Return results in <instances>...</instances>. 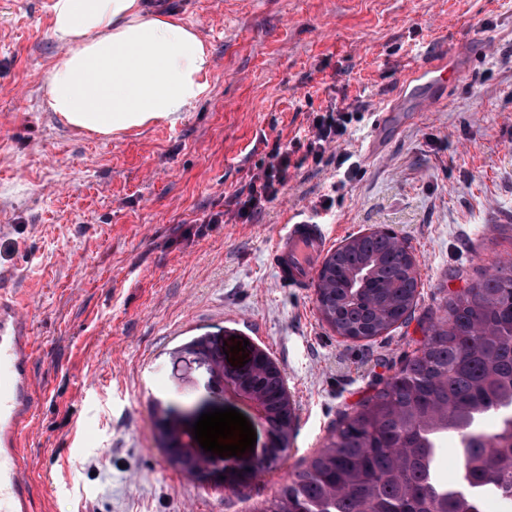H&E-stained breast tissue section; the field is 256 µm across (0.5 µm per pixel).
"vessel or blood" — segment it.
I'll list each match as a JSON object with an SVG mask.
<instances>
[{
  "mask_svg": "<svg viewBox=\"0 0 512 512\" xmlns=\"http://www.w3.org/2000/svg\"><path fill=\"white\" fill-rule=\"evenodd\" d=\"M457 74L448 62L414 69L409 83L430 85L445 95ZM332 235L326 224L298 218L278 232L272 245V263L281 284L306 290L327 252ZM29 298L13 289H0V512H34L33 481L25 462L24 443L40 405L33 363L41 347L34 330Z\"/></svg>",
  "mask_w": 512,
  "mask_h": 512,
  "instance_id": "b4317fda",
  "label": "vessel or blood"
}]
</instances>
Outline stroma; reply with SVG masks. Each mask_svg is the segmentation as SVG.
Listing matches in <instances>:
<instances>
[{"mask_svg":"<svg viewBox=\"0 0 512 512\" xmlns=\"http://www.w3.org/2000/svg\"><path fill=\"white\" fill-rule=\"evenodd\" d=\"M53 2L0 0V274L32 296L45 344L26 448L37 512H259L340 414L421 349L443 298L512 259V0H149L211 48L209 91L176 124L112 136L41 106L64 55ZM447 54L458 78L421 110L405 78ZM359 100L343 144L355 175L306 160L237 218L275 144ZM315 212L336 246L380 227L407 242L418 295L406 321L347 339L313 290L278 281L275 234ZM234 335L279 366L298 416L283 459L240 489L184 473L158 426L191 430L187 404L231 407L262 457L255 410L211 396L206 366L181 352Z\"/></svg>","mask_w":512,"mask_h":512,"instance_id":"obj_1","label":"stroma"}]
</instances>
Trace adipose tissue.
I'll return each instance as SVG.
<instances>
[{
	"label": "adipose tissue",
	"instance_id": "ef3b65f1",
	"mask_svg": "<svg viewBox=\"0 0 512 512\" xmlns=\"http://www.w3.org/2000/svg\"><path fill=\"white\" fill-rule=\"evenodd\" d=\"M64 57L49 71L42 107L72 128L112 135L176 123L208 88L212 52L176 16L145 0H54Z\"/></svg>",
	"mask_w": 512,
	"mask_h": 512
}]
</instances>
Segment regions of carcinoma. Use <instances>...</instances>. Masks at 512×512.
Masks as SVG:
<instances>
[{"instance_id": "obj_1", "label": "carcinoma", "mask_w": 512, "mask_h": 512, "mask_svg": "<svg viewBox=\"0 0 512 512\" xmlns=\"http://www.w3.org/2000/svg\"><path fill=\"white\" fill-rule=\"evenodd\" d=\"M415 258L396 237L362 234L324 258L315 294L324 320L340 336L369 339L407 319L418 291ZM420 353L352 413L294 479L259 512H485V498L438 482L441 438L464 429L458 460L471 487L512 512V261L444 298ZM266 409L275 447L247 478L288 447L295 412L280 369L267 355L242 375ZM176 427L162 430L173 460L190 473L201 464L174 448Z\"/></svg>"}]
</instances>
